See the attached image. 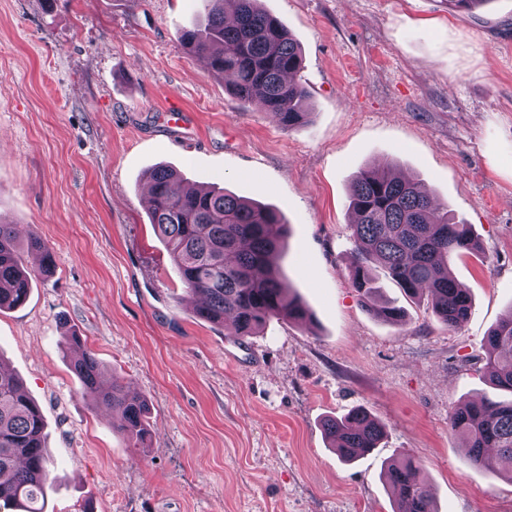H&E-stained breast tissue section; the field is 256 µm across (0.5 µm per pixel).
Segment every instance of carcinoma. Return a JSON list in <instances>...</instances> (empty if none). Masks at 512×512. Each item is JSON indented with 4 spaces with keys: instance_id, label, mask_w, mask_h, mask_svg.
Returning a JSON list of instances; mask_svg holds the SVG:
<instances>
[{
    "instance_id": "cac0c4a2",
    "label": "carcinoma",
    "mask_w": 512,
    "mask_h": 512,
    "mask_svg": "<svg viewBox=\"0 0 512 512\" xmlns=\"http://www.w3.org/2000/svg\"><path fill=\"white\" fill-rule=\"evenodd\" d=\"M259 0H205V19L182 34L184 47L208 60L218 77L231 78L234 95L256 103L285 129L307 123L311 97L290 79L302 66L296 40ZM150 222L167 243L182 282L202 297L196 315L213 324L230 320L238 336H252L272 318L309 319L306 303L284 288L277 259L282 224L269 207L225 189L186 183L176 170L158 166L148 176ZM348 209L353 220L355 262L352 285L376 316L396 323L405 312L378 296L372 265H382L403 292L427 297L433 313L450 327L465 323L472 309L469 289L448 276V257L473 252L476 243L455 221L448 204L437 202L421 185L388 172L365 170L352 182ZM17 225L0 216V311L22 306L31 291V274L17 247ZM27 248L41 256L40 268L54 265L53 254L35 232ZM485 369L499 390L512 393V308L485 338ZM83 395L112 412L119 432L136 440L146 434V401L116 381L99 385L100 363L89 351L73 361ZM451 428L468 441L474 464L512 482V400L481 396L455 407ZM46 421L22 380L0 366V502L18 512H46L51 458L45 446ZM324 432L336 455L354 461L378 447L384 426L365 409L328 419ZM397 495L393 512H437L407 457L383 472Z\"/></svg>"
}]
</instances>
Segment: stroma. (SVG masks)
Returning <instances> with one entry per match:
<instances>
[{"label":"stroma","instance_id":"35a3bbf8","mask_svg":"<svg viewBox=\"0 0 512 512\" xmlns=\"http://www.w3.org/2000/svg\"><path fill=\"white\" fill-rule=\"evenodd\" d=\"M302 48L307 124L238 100L182 34L200 0H0V215L37 232L54 268L0 312V367L40 405L53 459L48 512H392V458L420 466L438 512H512V482L473 467L452 408L504 392L484 339L512 308V0H261ZM184 124H165L170 106ZM159 165L277 207L282 282L302 324L238 336L199 319L148 214ZM366 169L419 180L467 224L451 256L471 315L451 328L374 266L407 315L377 318L348 278L349 183ZM77 334L147 399L137 446L71 369ZM362 407L378 448L342 463L326 419Z\"/></svg>","mask_w":512,"mask_h":512}]
</instances>
